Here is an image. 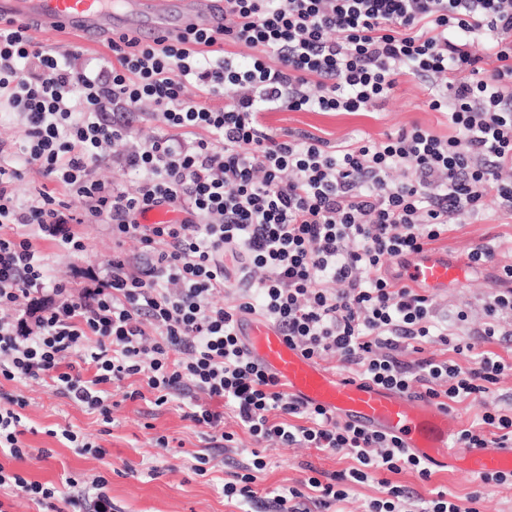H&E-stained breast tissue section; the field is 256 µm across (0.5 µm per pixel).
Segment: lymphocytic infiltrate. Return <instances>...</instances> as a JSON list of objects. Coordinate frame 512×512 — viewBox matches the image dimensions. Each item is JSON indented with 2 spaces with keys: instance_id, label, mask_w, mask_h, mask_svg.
Masks as SVG:
<instances>
[{
  "instance_id": "lymphocytic-infiltrate-1",
  "label": "lymphocytic infiltrate",
  "mask_w": 512,
  "mask_h": 512,
  "mask_svg": "<svg viewBox=\"0 0 512 512\" xmlns=\"http://www.w3.org/2000/svg\"><path fill=\"white\" fill-rule=\"evenodd\" d=\"M227 43L253 49L250 63L218 55ZM108 48L107 68L72 67L36 43L29 24L0 18V100L23 118L24 165L67 191L62 200L36 187L20 201L23 166L0 156V379L51 382L108 425L110 386L135 377L140 385L127 399L148 393L157 407L187 400L186 418L213 449L233 443L224 429L232 411L256 445L224 495L252 512H327L377 473L384 495L368 512H479L476 492L464 506L444 493L417 503L391 477L408 468L426 481L431 470L398 439L293 399L253 359L239 322L262 317L308 358L339 356L352 377L443 408L497 384L503 366L485 355L469 368L402 360L415 344L451 345L452 329L436 321L432 296L390 275L388 264L428 250L488 201L512 214V0H224L221 33L189 27L152 44L120 34ZM486 54L495 61L489 71ZM407 71L435 85L430 106L446 110L453 136L414 125L335 153L321 139L273 134L257 120L268 108L365 112ZM224 90L223 107L206 103ZM146 102L168 132L127 150L126 116ZM109 104L116 116H106ZM108 147L122 149L138 174L135 191L98 178ZM394 170L405 181H390ZM156 208L175 221L140 223ZM103 218L117 248L96 287L48 280L29 230L76 253L85 244L72 225ZM128 239L140 243V262L123 252ZM228 249L243 253L241 280L257 302H220ZM498 281L480 334L508 341L512 329L500 321L512 320V265ZM23 298L38 314L36 331L12 314ZM27 405L0 391V448L17 461L29 456ZM482 421L461 430L457 444L512 446V413L488 411ZM268 441L344 450L354 464L267 500L254 483ZM4 484L46 512L113 510L101 475L89 498L0 464Z\"/></svg>"
}]
</instances>
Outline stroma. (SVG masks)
Segmentation results:
<instances>
[{"label":"stroma","mask_w":512,"mask_h":512,"mask_svg":"<svg viewBox=\"0 0 512 512\" xmlns=\"http://www.w3.org/2000/svg\"><path fill=\"white\" fill-rule=\"evenodd\" d=\"M35 41L55 51H70L71 61L97 71L112 55L106 39L85 41L75 34L49 33L32 29ZM432 87L411 74L399 76L389 97L368 112H313L279 109L262 112L259 122L274 133L308 134L335 147L357 138L383 140L404 126L419 125L438 136H449L452 129L446 112L430 108ZM73 230L86 244L84 252H58L51 241L32 237L34 248L45 256L51 275L97 269L112 256V227L106 222L77 224ZM491 244L496 248L493 262L471 266L466 262L471 249ZM439 252L449 253L466 264L463 282L436 293L433 297L439 315L467 311L469 320L460 327L457 343L471 344L475 352L490 351L512 363V342L486 341L474 336L485 320L484 304L497 286L501 266L512 264V215L488 204L464 223L449 226L447 235L435 243ZM4 391L24 396V411L29 426L22 437L29 448H46L47 459L30 457L27 461L5 460L4 466L24 470L29 479L64 487L66 477L92 481L102 475L108 480L107 494L116 512H244L242 505L224 496L227 477L226 461L239 457L243 448L256 442L232 414H225V430L234 432L237 445L212 452L205 475L199 476L186 467L191 453L206 448L201 429L185 419L181 400L157 408L141 400H123L122 389L113 394L120 403L112 410L111 425H102L97 414L57 393L55 388L34 381H12L0 386ZM512 410V370L505 371L488 393L452 406L450 413L458 429L477 425L484 412ZM70 429L106 448L104 457L78 453L68 442L50 437V430ZM166 436L168 447H159L157 439ZM267 467L259 471L254 484L259 493L299 486L307 467L323 472L347 468L351 464L346 452L329 454L315 448H287L269 444L265 451ZM392 482L413 489L424 499L443 491L459 501H466L474 491H481V512H512V484H482L453 469H439L430 480H420L410 470L392 475Z\"/></svg>","instance_id":"obj_1"}]
</instances>
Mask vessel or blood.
<instances>
[{"label": "vessel or blood", "mask_w": 512, "mask_h": 512, "mask_svg": "<svg viewBox=\"0 0 512 512\" xmlns=\"http://www.w3.org/2000/svg\"><path fill=\"white\" fill-rule=\"evenodd\" d=\"M1 16L45 30L76 32L90 41L123 30L150 39L189 25L223 27L224 0H209L201 11L187 0H0ZM403 279L433 293L462 283L464 268L447 254L424 251L405 265ZM240 334L252 357L304 403L363 428L399 437L429 466L453 468L478 479L512 474V447L472 448L455 456L449 439L456 421L446 409L365 380L339 378L305 357L261 317H252Z\"/></svg>", "instance_id": "b4317fda"}]
</instances>
